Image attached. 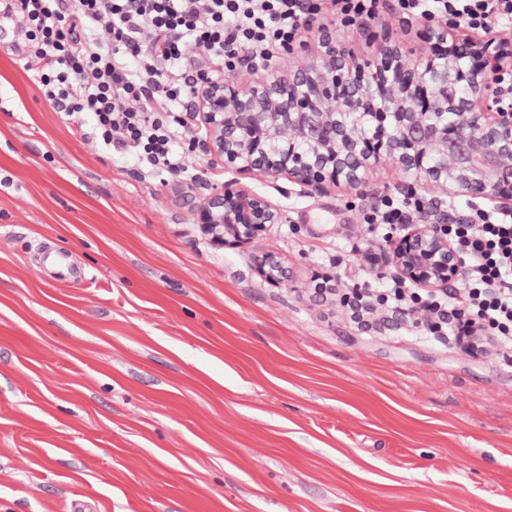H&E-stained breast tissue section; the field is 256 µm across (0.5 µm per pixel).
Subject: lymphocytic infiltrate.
<instances>
[{"label":"lymphocytic infiltrate","instance_id":"lymphocytic-infiltrate-1","mask_svg":"<svg viewBox=\"0 0 512 512\" xmlns=\"http://www.w3.org/2000/svg\"><path fill=\"white\" fill-rule=\"evenodd\" d=\"M31 52L41 63L47 102L90 117L103 144L120 137L149 171L183 175L191 146L184 102L193 92L186 46L209 52L214 65L266 67L313 23L349 27L373 19L381 0H16ZM398 15L459 25L481 35L512 21V0H394ZM112 35L111 48L96 37ZM468 266L452 301L391 288L393 307L425 305L458 334L489 331L512 342V213L470 207L447 227Z\"/></svg>","mask_w":512,"mask_h":512}]
</instances>
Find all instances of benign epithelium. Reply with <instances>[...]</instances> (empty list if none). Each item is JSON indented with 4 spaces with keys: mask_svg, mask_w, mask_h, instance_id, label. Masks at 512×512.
<instances>
[{
    "mask_svg": "<svg viewBox=\"0 0 512 512\" xmlns=\"http://www.w3.org/2000/svg\"><path fill=\"white\" fill-rule=\"evenodd\" d=\"M437 53L409 57L398 32L385 36L379 57L362 62L339 48L333 25L318 26L316 62L284 79L260 80L233 69L202 73L194 83L193 112L206 129L197 143L224 167L257 178L286 175L305 194L329 184L358 187L367 173L396 166L413 176L406 196L424 184L440 192L415 219L387 240L393 275L427 292H446L464 280L465 267L442 228L463 221L442 194L477 197L512 210V108L493 96V78L512 63V46L491 36L448 41L429 30ZM462 94L448 97V85ZM366 110L375 133L364 138L348 118ZM310 152L300 150V144ZM194 223L220 247L255 243L267 226L282 223L279 206L246 186L214 188L193 206ZM259 274L288 281L281 259L256 257Z\"/></svg>",
    "mask_w": 512,
    "mask_h": 512,
    "instance_id": "obj_1",
    "label": "benign epithelium"
}]
</instances>
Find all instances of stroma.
I'll list each match as a JSON object with an SVG mask.
<instances>
[{"instance_id":"obj_1","label":"stroma","mask_w":512,"mask_h":512,"mask_svg":"<svg viewBox=\"0 0 512 512\" xmlns=\"http://www.w3.org/2000/svg\"><path fill=\"white\" fill-rule=\"evenodd\" d=\"M24 30L0 18V512H512V349L307 292L391 282L364 217L401 169L314 195L198 152L146 174L49 105ZM372 30L431 47L388 8L343 43L376 55ZM238 183L283 210L255 249L193 220ZM256 268L259 274L274 285L288 281V271L281 259L273 253L265 252L257 256Z\"/></svg>"}]
</instances>
